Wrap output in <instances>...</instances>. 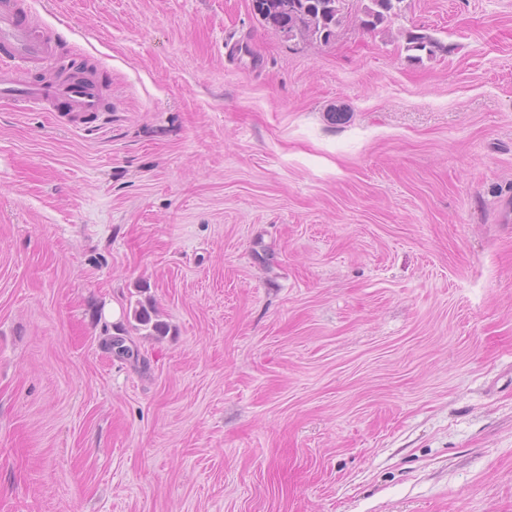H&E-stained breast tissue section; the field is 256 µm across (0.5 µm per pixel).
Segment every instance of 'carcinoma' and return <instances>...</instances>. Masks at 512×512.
<instances>
[{"mask_svg":"<svg viewBox=\"0 0 512 512\" xmlns=\"http://www.w3.org/2000/svg\"><path fill=\"white\" fill-rule=\"evenodd\" d=\"M345 0H254V9L262 22L290 40L308 34L320 42L327 44L336 35V28L343 20ZM403 0H370L364 8L363 27L376 30L386 28L391 17L398 14ZM406 50L411 52L415 61H423V57L431 58L442 50L438 41L430 35L418 30L405 33ZM107 331L105 345L118 359L135 366L140 364L141 356L131 333L146 331L150 336L165 334L167 326L155 311L151 302H137L132 311L123 313V320L110 326Z\"/></svg>","mask_w":512,"mask_h":512,"instance_id":"obj_1","label":"carcinoma"}]
</instances>
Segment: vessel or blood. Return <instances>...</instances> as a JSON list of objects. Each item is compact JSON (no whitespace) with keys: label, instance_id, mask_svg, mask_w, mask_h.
<instances>
[{"label":"vessel or blood","instance_id":"obj_1","mask_svg":"<svg viewBox=\"0 0 512 512\" xmlns=\"http://www.w3.org/2000/svg\"><path fill=\"white\" fill-rule=\"evenodd\" d=\"M59 46L20 0H0V102L17 112L60 113L81 128L107 109L98 70L59 66Z\"/></svg>","mask_w":512,"mask_h":512}]
</instances>
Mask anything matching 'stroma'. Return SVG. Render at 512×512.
I'll use <instances>...</instances> for the list:
<instances>
[{
    "instance_id": "35a3bbf8",
    "label": "stroma",
    "mask_w": 512,
    "mask_h": 512,
    "mask_svg": "<svg viewBox=\"0 0 512 512\" xmlns=\"http://www.w3.org/2000/svg\"><path fill=\"white\" fill-rule=\"evenodd\" d=\"M28 2L112 109L0 103V512H512V0ZM262 22L288 40L310 34L328 44L343 20L346 0H253ZM370 4L364 8V18L361 19L363 27L370 30H387L386 23H389L391 17L398 14L404 0H369ZM421 30H409L405 33L406 50L413 52L410 57L418 62L423 61V57H433L436 52L442 50V46L438 41L433 39L427 33L420 32ZM135 322L133 323L132 322ZM110 328L113 330L110 333ZM105 332L108 338L105 345L107 349L118 359L127 361L134 366L140 364L141 356L137 345L131 338L132 331H147V336H162L167 330V326L163 323L155 311L149 299L145 303L138 301L133 313L129 310L123 311V320L105 324Z\"/></svg>"
}]
</instances>
